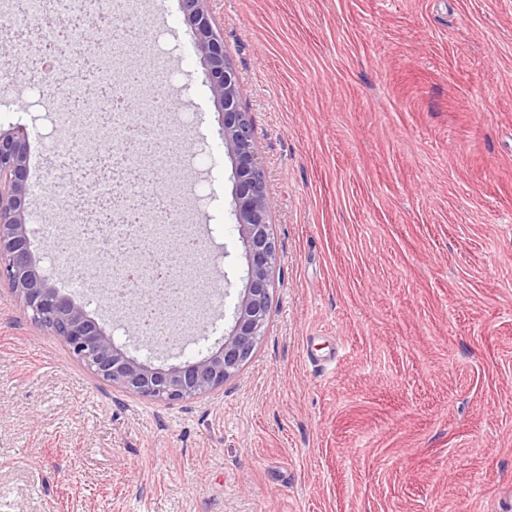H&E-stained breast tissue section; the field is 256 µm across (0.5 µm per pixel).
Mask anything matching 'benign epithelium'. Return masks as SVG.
<instances>
[{
    "label": "benign epithelium",
    "instance_id": "1",
    "mask_svg": "<svg viewBox=\"0 0 512 512\" xmlns=\"http://www.w3.org/2000/svg\"><path fill=\"white\" fill-rule=\"evenodd\" d=\"M210 0H180L194 29V50L201 55L208 83L222 115L221 136L233 157L235 223L245 243L247 276L234 307V326L215 351L167 368L152 357L132 356L101 327L86 306L63 294L52 274L39 266L31 250L29 207V136L17 126L0 133V278L14 300L39 327L64 342L96 377L160 401H179L207 393L235 377L251 358L270 315V290L278 252L270 232V199L254 146L249 113L242 110L243 90L214 29Z\"/></svg>",
    "mask_w": 512,
    "mask_h": 512
}]
</instances>
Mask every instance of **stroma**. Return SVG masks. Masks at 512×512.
Segmentation results:
<instances>
[{"label":"stroma","instance_id":"35a3bbf8","mask_svg":"<svg viewBox=\"0 0 512 512\" xmlns=\"http://www.w3.org/2000/svg\"><path fill=\"white\" fill-rule=\"evenodd\" d=\"M243 87L279 261L251 360L206 395L150 400L94 376L0 283V512H512V0H211ZM133 30L165 62L182 163L168 178L199 239L209 334L185 328L154 363L216 347L247 272L229 210L232 161L179 0ZM26 60L0 131L30 133L31 249L116 343L86 246L55 261L46 192L98 188L40 151L65 98L38 102ZM228 295H221V287Z\"/></svg>","mask_w":512,"mask_h":512}]
</instances>
